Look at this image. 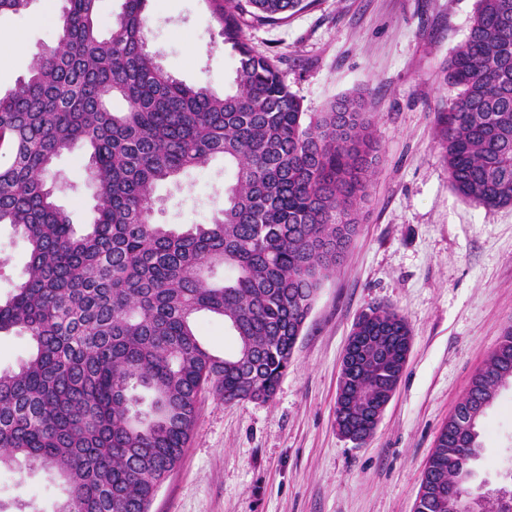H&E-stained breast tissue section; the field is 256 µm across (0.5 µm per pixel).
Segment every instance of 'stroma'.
I'll return each instance as SVG.
<instances>
[{
    "label": "stroma",
    "mask_w": 512,
    "mask_h": 512,
    "mask_svg": "<svg viewBox=\"0 0 512 512\" xmlns=\"http://www.w3.org/2000/svg\"><path fill=\"white\" fill-rule=\"evenodd\" d=\"M477 0H314L281 24H252V48L273 56L311 113L362 97L374 121L379 162L361 204L364 221L324 281L293 362L269 401L224 402L203 392L180 465L150 512H414L437 437L475 375L512 327V206L488 208L448 183L436 128L452 92L443 78L469 33ZM60 0H32L0 16V89L27 75L56 36ZM148 45L160 65L216 92L235 68L205 0H150ZM83 153L60 156L75 185L58 201L75 230L89 221ZM233 180L223 158L158 188L155 220L176 229L210 223ZM29 260L26 241L0 225V296ZM403 315L411 347L373 435L357 444L336 429V391L352 328L369 307ZM483 452L470 491L499 486L512 467V387L481 425ZM63 498L52 472L0 469V512L35 500L55 512Z\"/></svg>",
    "instance_id": "stroma-1"
}]
</instances>
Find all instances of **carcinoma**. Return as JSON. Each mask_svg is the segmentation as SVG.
<instances>
[{"label":"carcinoma","mask_w":512,"mask_h":512,"mask_svg":"<svg viewBox=\"0 0 512 512\" xmlns=\"http://www.w3.org/2000/svg\"><path fill=\"white\" fill-rule=\"evenodd\" d=\"M99 0H64L56 42L0 93V224L28 245L25 276L0 300V334L29 337L30 356L0 369V468L52 470L56 512H149L180 463L200 393L268 401L322 282L362 221L377 153L359 97L304 110L274 58L244 29L277 24L309 0H207L237 57L219 94L165 70L147 45L148 0H123L108 35ZM444 83L438 144L461 198L512 205V0H478ZM125 108L111 110L113 99ZM87 151L89 230L74 232L56 194L71 187L54 161ZM234 170L210 224L178 233L154 222L159 183L208 166ZM208 312L228 325L232 353L198 339ZM352 335L343 401L367 433V390L402 372L406 319L376 306ZM458 409L494 404L512 384V328ZM447 432L423 473L417 512H453L438 491L465 490L470 466Z\"/></svg>","instance_id":"cac0c4a2"}]
</instances>
